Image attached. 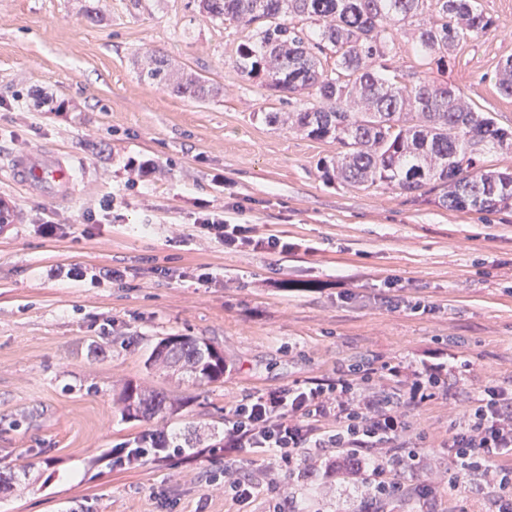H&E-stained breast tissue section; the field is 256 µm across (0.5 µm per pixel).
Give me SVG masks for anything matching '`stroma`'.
Returning a JSON list of instances; mask_svg holds the SVG:
<instances>
[{
    "label": "stroma",
    "instance_id": "stroma-1",
    "mask_svg": "<svg viewBox=\"0 0 512 512\" xmlns=\"http://www.w3.org/2000/svg\"><path fill=\"white\" fill-rule=\"evenodd\" d=\"M493 27L461 43L448 67L423 63L394 29L399 82L419 75L512 130L496 73L512 59V0H479ZM199 0H0V512H268V485L291 512H360L362 485L311 478L242 453L261 491L224 495V411L241 398L334 377L337 366L412 360L423 346L467 360L461 398L512 380V209L459 212L437 194L349 186L325 175L337 145L271 113L279 98L236 69L245 27L210 21ZM154 50L218 86L203 100L140 80ZM44 149L72 165L66 196L15 186L13 157ZM153 161L138 177L135 168ZM111 200L110 219L85 222ZM288 236L297 251L229 252L194 225L200 208ZM54 234H43L45 223ZM83 278L49 277L50 268ZM120 269L123 280L107 279ZM210 282H200V273ZM190 336L224 354L220 381L148 366L162 338ZM179 402L123 416L126 383ZM449 410L410 412L413 467L383 512H491V490L418 486L448 468ZM148 430L200 440L198 457L130 469L112 451Z\"/></svg>",
    "mask_w": 512,
    "mask_h": 512
}]
</instances>
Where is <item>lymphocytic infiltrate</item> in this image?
I'll return each mask as SVG.
<instances>
[{
	"label": "lymphocytic infiltrate",
	"mask_w": 512,
	"mask_h": 512,
	"mask_svg": "<svg viewBox=\"0 0 512 512\" xmlns=\"http://www.w3.org/2000/svg\"><path fill=\"white\" fill-rule=\"evenodd\" d=\"M199 227L226 249H261L285 255L294 251L285 236L256 224H230L223 215L203 214ZM456 358L427 348L409 362L381 368H339L334 379L271 389L238 400L224 414V490L248 503L257 488L239 474L242 452L269 456L280 466L311 474L310 456L330 454L328 471L366 488L368 512L403 490L398 479L415 455L406 445L409 408L443 393L454 417L448 427V489L477 493L468 484L480 474L498 488L496 512H512V469L498 459L512 454V381H492L479 398L464 401L453 391Z\"/></svg>",
	"instance_id": "1"
}]
</instances>
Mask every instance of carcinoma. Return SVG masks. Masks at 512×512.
I'll use <instances>...</instances> for the list:
<instances>
[{"mask_svg":"<svg viewBox=\"0 0 512 512\" xmlns=\"http://www.w3.org/2000/svg\"><path fill=\"white\" fill-rule=\"evenodd\" d=\"M203 12L224 23L252 27L238 46V69L261 78L282 94L303 91L316 102L289 112L286 121L315 140L331 139L340 151L332 166L336 180L352 186L386 185L407 194L437 191L458 211L488 212L512 208V173L477 171L462 175L465 154L512 149V133L493 118L468 106L460 91L412 73L398 86L390 78L396 55L387 25L409 28L419 52L441 64L471 35H482L491 21L475 0H200ZM441 22H424L429 9ZM286 15L322 23L313 39L281 21ZM329 52L334 67L319 55ZM143 80L178 95L205 99L208 80L175 69L152 51L139 65ZM498 89L512 96V60L499 67ZM151 362L179 367L200 382L224 376L223 353L197 339L180 338L169 347L157 344ZM119 401L130 418L173 408L165 396L139 385L124 386Z\"/></svg>","mask_w":512,"mask_h":512,"instance_id":"1","label":"carcinoma"}]
</instances>
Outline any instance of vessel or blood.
Instances as JSON below:
<instances>
[{
  "instance_id": "b4317fda",
  "label": "vessel or blood",
  "mask_w": 512,
  "mask_h": 512,
  "mask_svg": "<svg viewBox=\"0 0 512 512\" xmlns=\"http://www.w3.org/2000/svg\"><path fill=\"white\" fill-rule=\"evenodd\" d=\"M9 173L14 183L33 192L66 195L73 184L70 169L53 153L22 154L13 160Z\"/></svg>"
}]
</instances>
